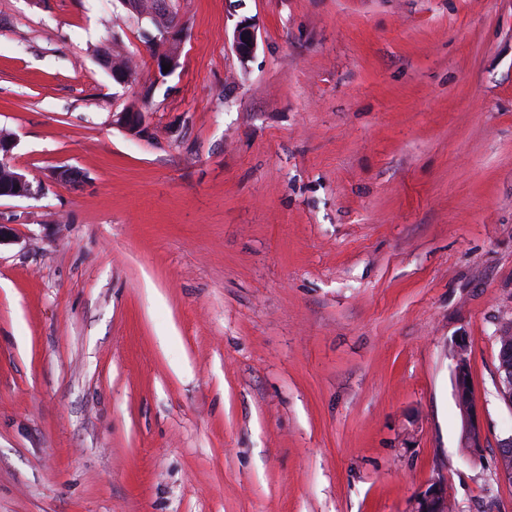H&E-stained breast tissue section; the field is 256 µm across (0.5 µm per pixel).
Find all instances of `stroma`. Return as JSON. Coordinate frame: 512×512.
<instances>
[{"label":"stroma","instance_id":"1","mask_svg":"<svg viewBox=\"0 0 512 512\" xmlns=\"http://www.w3.org/2000/svg\"><path fill=\"white\" fill-rule=\"evenodd\" d=\"M177 8L160 77L116 0H0V130L42 186L0 198V512H411L437 476L512 512V0ZM233 47L241 61H247L255 52L257 40L253 24L244 19L236 27ZM98 62L100 66L109 73L110 76L112 74V80L116 83L124 84L129 80V76L125 72H112L110 74V71H112V68H114L117 62H120L124 65H127L129 63L130 70L132 72V60L130 57L123 55L119 51L108 48L106 51H104L103 54L100 55ZM484 439L480 412L473 402L471 408H464L462 411V448H465L471 454H475V451H477L478 448H466V446L473 443L475 440H478L482 447Z\"/></svg>","mask_w":512,"mask_h":512}]
</instances>
